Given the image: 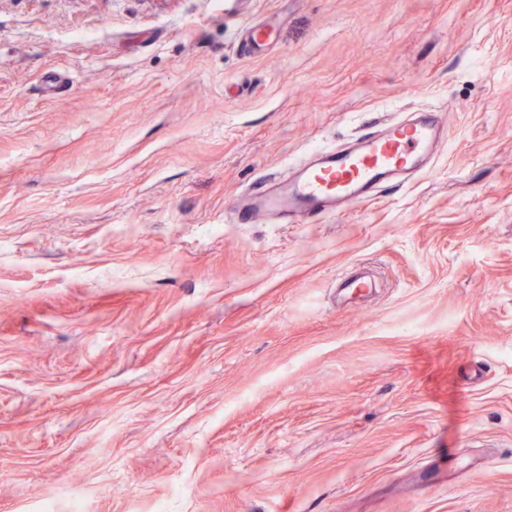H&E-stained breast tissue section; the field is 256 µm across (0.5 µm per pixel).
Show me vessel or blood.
<instances>
[{
  "mask_svg": "<svg viewBox=\"0 0 512 512\" xmlns=\"http://www.w3.org/2000/svg\"><path fill=\"white\" fill-rule=\"evenodd\" d=\"M448 136L437 112L414 121H392L361 137L353 148L321 152L296 175L263 180L227 206L237 222L252 224L272 214L289 224H314L333 208H352L375 198L379 188L399 174L421 171Z\"/></svg>",
  "mask_w": 512,
  "mask_h": 512,
  "instance_id": "vessel-or-blood-1",
  "label": "vessel or blood"
}]
</instances>
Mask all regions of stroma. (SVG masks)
I'll return each mask as SVG.
<instances>
[{
	"label": "stroma",
	"instance_id": "stroma-1",
	"mask_svg": "<svg viewBox=\"0 0 512 512\" xmlns=\"http://www.w3.org/2000/svg\"><path fill=\"white\" fill-rule=\"evenodd\" d=\"M422 111L447 143L371 202L226 213ZM78 485L512 512V0H0V512Z\"/></svg>",
	"mask_w": 512,
	"mask_h": 512
}]
</instances>
